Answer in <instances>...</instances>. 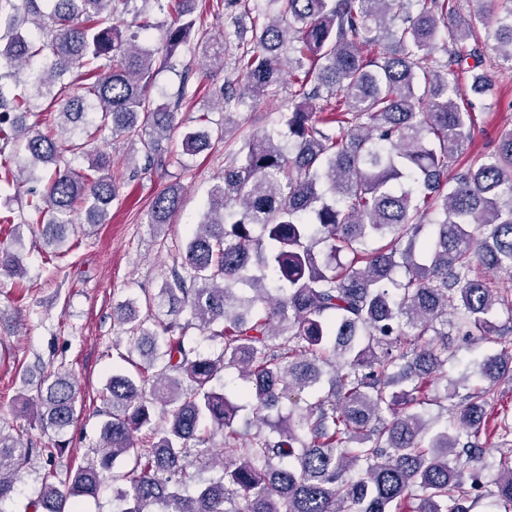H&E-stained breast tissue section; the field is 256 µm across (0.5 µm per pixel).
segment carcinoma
Wrapping results in <instances>:
<instances>
[{"mask_svg": "<svg viewBox=\"0 0 512 512\" xmlns=\"http://www.w3.org/2000/svg\"><path fill=\"white\" fill-rule=\"evenodd\" d=\"M216 2L226 20L250 11L249 0ZM266 2L276 14L253 17L251 40L226 33L213 54L234 74L214 91L224 122L182 133L181 145L189 155L208 149L244 98L277 100L285 84L288 143L273 131L243 135L242 158L211 186L180 266L145 298L147 314L134 299L113 307L126 326L120 359L134 372H112L102 389L99 457L45 484L30 508L68 512L71 500L97 496L122 459L120 512H472L488 495L512 512V419L494 414L495 385L512 380V320L496 318L512 314V289L496 287L512 279V128L448 176L474 137L469 97L493 86L484 72L460 85L468 59L483 63L470 41L492 25V50L512 66V0L495 15L485 0ZM197 8L22 0L0 9V163L10 170V149L31 177L54 166L43 189L27 191L41 251L62 254L75 215L103 224L118 196L107 153L73 167L87 140L122 137L140 144L148 166H166L163 142L181 127L192 68L172 100L151 97V80L191 41L211 40ZM120 10L135 28L112 22ZM72 75L82 93L66 97ZM39 98L58 122L24 123ZM181 203L182 188L165 187L147 223L165 226ZM0 272L24 274L20 256L0 248ZM450 314L496 349L480 364L486 385L461 396L438 377ZM192 329L220 354L192 345ZM230 369L245 381L236 396L213 386ZM43 385L35 419L60 435L76 420L77 382L58 374ZM441 390L455 400V427L433 433L426 413ZM295 392L312 399L299 429L271 419ZM487 413L491 436L508 445L491 463ZM63 451L0 428V501L32 458L50 463ZM473 463L497 468L495 490ZM216 467L219 477L182 493Z\"/></svg>", "mask_w": 512, "mask_h": 512, "instance_id": "1", "label": "carcinoma"}]
</instances>
